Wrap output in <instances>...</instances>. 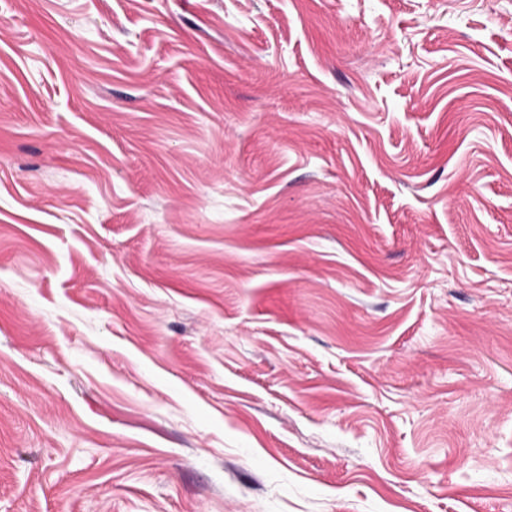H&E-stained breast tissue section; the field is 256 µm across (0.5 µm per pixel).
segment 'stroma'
<instances>
[{
    "mask_svg": "<svg viewBox=\"0 0 512 512\" xmlns=\"http://www.w3.org/2000/svg\"><path fill=\"white\" fill-rule=\"evenodd\" d=\"M0 512H512V0H0Z\"/></svg>",
    "mask_w": 512,
    "mask_h": 512,
    "instance_id": "35a3bbf8",
    "label": "stroma"
}]
</instances>
